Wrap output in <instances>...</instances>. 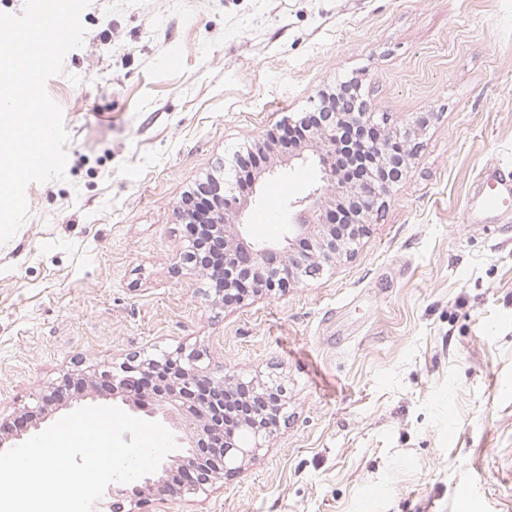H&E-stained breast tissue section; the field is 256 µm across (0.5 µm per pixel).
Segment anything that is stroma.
I'll list each match as a JSON object with an SVG mask.
<instances>
[{"mask_svg": "<svg viewBox=\"0 0 512 512\" xmlns=\"http://www.w3.org/2000/svg\"><path fill=\"white\" fill-rule=\"evenodd\" d=\"M81 20L46 84L66 178L28 186L0 246V421L75 365L197 349L284 387L276 431L139 512H512V218L468 219L480 172L512 163V0H91ZM351 75L391 129L427 117L403 179L317 278L224 305L180 255L184 193ZM253 174L241 220L280 239L319 169L285 152Z\"/></svg>", "mask_w": 512, "mask_h": 512, "instance_id": "35a3bbf8", "label": "stroma"}]
</instances>
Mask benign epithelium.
<instances>
[{
	"label": "benign epithelium",
	"mask_w": 512,
	"mask_h": 512,
	"mask_svg": "<svg viewBox=\"0 0 512 512\" xmlns=\"http://www.w3.org/2000/svg\"><path fill=\"white\" fill-rule=\"evenodd\" d=\"M317 149L313 150L314 161L323 173H331V155L336 148L335 130L332 125L319 128L314 136ZM351 193L362 202L365 221H370L386 187L370 185L366 188L337 187V192ZM210 193L216 196L217 207L212 223L203 225L202 236L211 239L213 245L224 248V268L215 277L226 285L243 279L245 272L278 262L292 264L298 277H314L323 268V262L348 252L346 245L357 240L363 232L362 224H333L324 212L327 203L336 196L321 184L305 198L292 203L301 207L288 225V234L277 241L254 242L243 224H226L224 216L238 210L239 199L236 188L214 184ZM202 355L188 354L179 349L167 352L160 358L146 357L131 364H120L119 370H103L95 376L106 383L107 389L94 387L90 399L101 398L121 402L132 412H143L153 418L162 419L177 429L184 422L196 423L192 434L176 437L178 453L169 457L189 469L188 479L176 485L166 482L169 464L161 463L160 471L143 477L144 485L171 495L205 493L219 477L228 478L241 471L246 459L252 458L264 447L275 431V423L267 420L268 412L278 411L276 400L270 397L272 390L238 376L217 375L200 367ZM170 365L178 367L173 389L157 398V403L147 406L142 403L144 380L154 372ZM79 377L77 373H66L51 394H41L33 403L20 410L16 424H0V447H14L23 440V434L37 431L46 421L45 405L50 395L64 399V390ZM110 512H135L124 484L114 483L103 494Z\"/></svg>",
	"instance_id": "1"
}]
</instances>
